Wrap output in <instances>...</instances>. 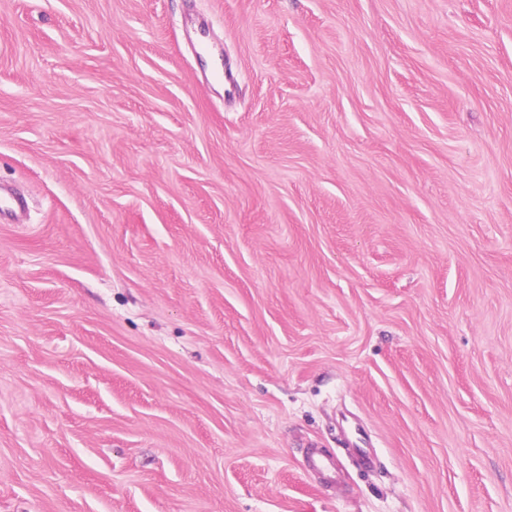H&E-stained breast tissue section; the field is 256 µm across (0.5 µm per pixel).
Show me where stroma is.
Listing matches in <instances>:
<instances>
[{"mask_svg":"<svg viewBox=\"0 0 512 512\" xmlns=\"http://www.w3.org/2000/svg\"><path fill=\"white\" fill-rule=\"evenodd\" d=\"M4 184L0 512H512V0H0ZM308 463L311 469L317 472L327 484L335 485L338 482L336 458L317 448L308 452Z\"/></svg>","mask_w":512,"mask_h":512,"instance_id":"35a3bbf8","label":"stroma"}]
</instances>
